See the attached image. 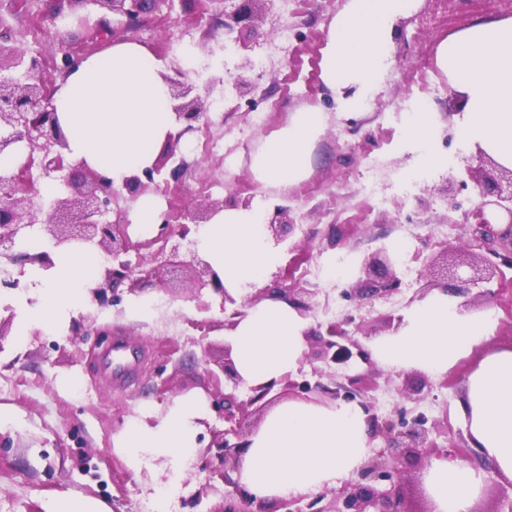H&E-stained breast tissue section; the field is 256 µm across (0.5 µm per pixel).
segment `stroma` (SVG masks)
Masks as SVG:
<instances>
[{
  "instance_id": "1",
  "label": "stroma",
  "mask_w": 512,
  "mask_h": 512,
  "mask_svg": "<svg viewBox=\"0 0 512 512\" xmlns=\"http://www.w3.org/2000/svg\"><path fill=\"white\" fill-rule=\"evenodd\" d=\"M346 0H290L264 11L251 32L250 57L256 84L238 92L226 84L235 60L222 49L224 0H200L196 12L181 5L156 12L153 23L132 34L147 46L163 74L181 66L196 94L210 105L209 122L183 137L177 154L189 165L179 187L160 192L163 211L182 223L184 210L211 201L251 198L265 206L292 207L296 228L290 243L306 253L302 287L314 292L316 306L309 312L312 329L343 321L351 305L343 296L347 281L334 277L329 262L348 257L364 259L402 241L405 252L395 267L401 291L377 301L365 332L380 335V318L398 314L413 296L431 289L432 277L423 275L415 253L431 255L443 247L496 264L493 278L467 294L473 307L489 303L499 313L497 335L512 340V267L502 264L501 241H480L466 217L477 203L474 187L446 189L447 174L464 178L466 166L478 163L476 152L464 150L454 132L453 116L460 96L436 66L435 51L446 37L488 19L512 18V0H420L416 11L403 17L394 32L390 66L382 89L365 112H342L335 96L319 78L321 49L328 28ZM47 0H34L30 13L15 14L11 26L29 54L58 56L59 40L49 39L53 26ZM419 105L437 114L442 133L436 152L448 156L449 170L421 174L418 153L400 145L407 110ZM322 110L324 134L315 143L306 176L288 190L259 182L252 169L264 139L286 126L296 112ZM264 116L253 123L252 113ZM220 141L209 149V141ZM373 158L374 196L359 184L365 159ZM457 205L447 208V197ZM429 207H422V200ZM342 238L329 246L330 227ZM188 272L179 273L173 290L147 289L142 293L150 313L136 317L133 294L120 302L85 304L78 311L79 333L41 332L17 343L6 336L0 343V407L12 414V424L0 427V512H43L41 505L56 492L89 496L104 502L110 512H148L143 492L152 484L150 469L130 472L112 451V436L145 407L163 410L173 399L192 393H232L248 396L244 386L223 380L212 383L206 363L223 359L225 314L218 297H210L208 312H198L183 298ZM108 328L115 340L140 353L136 375L117 384L101 369L104 354L96 347L94 331ZM315 341H308L304 358L292 380L322 383L336 388L346 377L363 375L371 385L372 412L388 417L395 408L408 416L425 414L437 427L429 438L440 446L467 447L464 424L458 414L463 382L470 370L461 363L446 378L416 371L394 373L359 359L344 372H333L317 359ZM411 389L401 397L400 387ZM211 457L197 446L195 462L183 478L187 495L177 499L172 512H216L224 503L225 487L209 477ZM200 503H193V494Z\"/></svg>"
}]
</instances>
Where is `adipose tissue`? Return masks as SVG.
I'll return each instance as SVG.
<instances>
[{"instance_id":"1","label":"adipose tissue","mask_w":512,"mask_h":512,"mask_svg":"<svg viewBox=\"0 0 512 512\" xmlns=\"http://www.w3.org/2000/svg\"><path fill=\"white\" fill-rule=\"evenodd\" d=\"M417 2L346 0L326 34L319 64L320 80L340 111H365L380 92L395 24ZM436 65L462 96L456 132L464 147L512 169V18L447 37L437 49ZM52 106L67 138V158L111 178L117 188L152 165L177 127L158 60L134 42L111 43L82 60L59 81ZM324 130L321 110L295 113L256 156L257 179L282 190L299 182ZM435 136L432 112L424 107L412 112L403 140L421 150L427 172L448 163L432 148ZM264 218L259 208H227L197 238L198 251L223 275L230 292L261 286L279 261ZM50 255L53 267L28 266L26 292L6 299L17 314L18 338L34 327L66 328L71 311L99 280L96 251L54 249ZM498 323L494 307L468 312L448 294L434 292L404 309L399 325L368 347L380 367L431 377L472 360L460 404L469 443L500 478L512 481V344L498 343ZM308 328V320L283 301L258 303L238 318L226 341L243 384L265 385L294 372L306 351ZM207 415L206 395L189 393L170 402L161 417L141 410L113 435V450L128 470H153L151 512H170L172 501L184 493L182 476L194 462ZM374 450L370 414L358 403L290 399L272 408L251 436L241 482L269 503L308 496L339 486ZM485 484L483 470L457 458L431 460L423 476L434 512H469Z\"/></svg>"}]
</instances>
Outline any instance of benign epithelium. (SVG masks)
<instances>
[{"label": "benign epithelium", "mask_w": 512, "mask_h": 512, "mask_svg": "<svg viewBox=\"0 0 512 512\" xmlns=\"http://www.w3.org/2000/svg\"><path fill=\"white\" fill-rule=\"evenodd\" d=\"M53 17L76 18L84 32V39L103 47L114 40L119 32H131L150 25L157 11L165 5L173 6V0H50ZM277 0H224V40L231 43L234 53L243 58L241 70L253 69L248 56L252 45L248 36L258 18V5L273 7ZM102 9L112 13L113 18L105 17L93 21L92 14ZM11 26L7 16L0 14V155L9 152L18 142L26 144V160L16 169L0 174V255L6 254L25 227L35 223L34 198L37 189L30 172L40 167L45 174L58 173L70 190V195L54 200L41 222L45 236L55 247H77L89 245L104 251L111 259L104 269L101 281L90 290V302L102 304L107 292H116L127 286L130 293L151 288H167L177 272L188 269L193 285L184 299L195 303L199 312L209 310V303L203 298L202 290L221 298L222 306H232L225 326L235 325V318L244 315V308L265 298L284 300L302 313L312 309V293L305 288L287 285L291 277L290 269L281 272L280 280L270 287L259 288L246 301L237 299L224 286V281L211 264L193 255L189 262L178 259V246H168L170 239L177 235L186 238L191 232L190 225L208 221L214 214L224 210V202H210L204 208L187 211L185 218L190 223L173 228L170 215H161L157 235L147 242L135 243L126 233V225L121 219L107 218L112 199L120 194L113 187L112 180L81 164L71 163L66 155V141L58 123L56 113L51 108V100L57 89L55 73L69 74L82 60L76 51L65 52L62 64L56 60H46L39 55H27L19 46H5L3 41L10 38ZM22 66L23 78L14 80L1 75V72ZM173 99L179 101L174 106L176 121L181 128L168 135V149L139 174L128 178L123 190L135 199L159 183L170 185L179 182L188 170L187 164L167 167L176 153L182 137L195 129V123L206 115L207 105L200 95H192L194 87L179 80L167 79ZM468 177L480 188V201L472 211L475 218L476 234L486 240L492 234L486 212L493 211L506 216L512 225V170L491 163L490 170L467 169ZM267 231L275 243L283 242L294 229L290 208L277 205L267 214ZM157 246L154 258L163 259L156 266L143 254V251ZM393 261L387 254L373 255L364 260L362 272L366 278L358 280L347 292L358 311L371 305L376 299H387L400 291L401 280L391 271ZM469 269L464 278L459 269ZM425 269L444 284L443 291L450 294L464 292L465 286H476L490 280L495 267L485 266L480 261L462 259L456 252L443 250L425 264ZM320 359L327 367L343 368L353 357L369 360L360 341L340 323L329 324L325 332H316ZM221 373L207 368L205 373L212 380L224 376L234 383L240 382L231 358L230 345H224V360ZM297 387L305 392L311 390L307 382L295 384L285 377L267 385L250 388L251 395L239 401L232 394H224L213 400L214 407L229 423V428L212 432L207 451H215L220 460L216 473L232 491L224 496V512H270L266 502L251 496L240 484L242 457L249 445L248 433L251 429L248 407L264 401L280 383ZM349 385H340L330 392L334 398L346 401L359 400L367 405L369 387L360 378L348 379ZM428 417L420 414L407 419L404 412L397 418L382 422L374 421L373 431L385 438L386 446L370 456L358 471V479L348 481L339 490L331 491L335 509L328 511L319 507L325 498L321 493L305 506L302 499L288 498L278 503L285 512H415L408 507L402 480L405 461L414 456L426 460L446 456L461 458L469 462L481 460L475 453L457 447H440L429 440Z\"/></svg>", "instance_id": "7a95c632"}]
</instances>
